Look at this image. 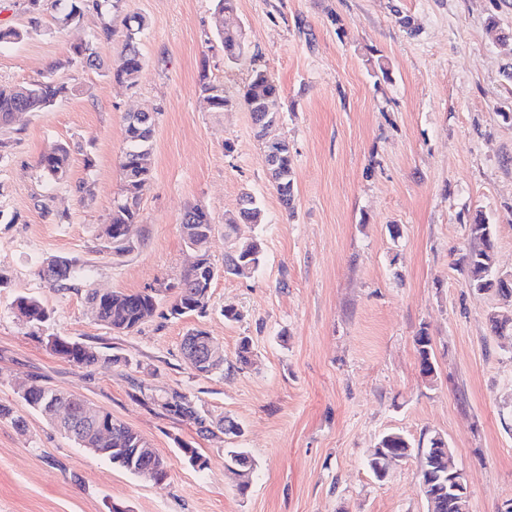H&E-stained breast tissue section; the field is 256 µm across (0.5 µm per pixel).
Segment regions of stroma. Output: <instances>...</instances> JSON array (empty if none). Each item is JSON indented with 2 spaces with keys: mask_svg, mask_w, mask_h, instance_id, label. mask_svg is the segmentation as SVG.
<instances>
[{
  "mask_svg": "<svg viewBox=\"0 0 512 512\" xmlns=\"http://www.w3.org/2000/svg\"><path fill=\"white\" fill-rule=\"evenodd\" d=\"M216 0H120L108 17L84 14L60 27L52 10L31 26L28 0H0V24L24 31L0 47V84L53 75L67 96L19 114L0 131V404L24 429L0 422V512H428L411 455L377 478L366 458L386 433L412 442L441 435L469 482L470 512H498L512 498V337L495 336L494 292L470 288L462 258L476 213L493 223L494 268L512 273V0H235L248 61L224 62ZM144 18L146 65L135 86L104 72L61 68L73 45L111 20L99 42L112 61L125 15ZM279 85L295 188L285 209L269 181L250 112H209L201 73L237 94L252 66ZM156 116L153 176L139 197L135 249L114 255L102 235L123 194L124 117ZM71 153L67 183L53 186L39 159L53 144ZM259 224L225 236L243 193ZM209 212L216 266L235 238L259 237L263 261L248 278L218 276L204 315H155L117 334L98 322L85 291L126 293L177 281L194 261L185 212ZM52 257L78 259L85 279L50 288L39 271ZM39 300L50 320L34 327L13 302ZM239 312L225 320L224 309ZM201 329L224 353V370L202 377L180 344ZM428 333L433 379L420 371L415 339ZM50 335L107 354L75 366L51 352ZM249 339L253 362L236 352ZM68 392L108 411L170 462L162 483L112 466L79 447L20 389ZM178 389L242 435L201 436L188 421L140 401ZM198 449L193 469L180 445ZM230 448L255 464L246 491L225 468Z\"/></svg>",
  "mask_w": 512,
  "mask_h": 512,
  "instance_id": "obj_1",
  "label": "stroma"
}]
</instances>
